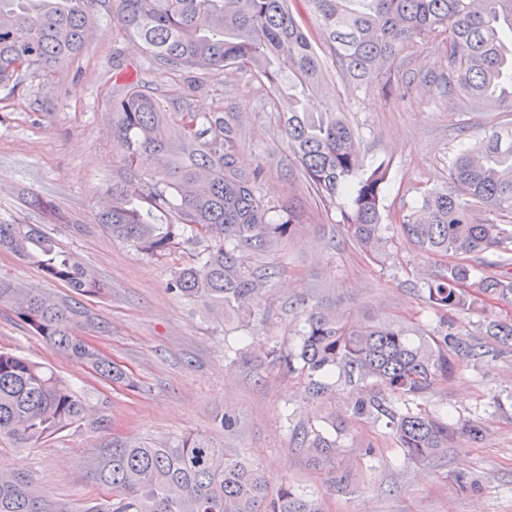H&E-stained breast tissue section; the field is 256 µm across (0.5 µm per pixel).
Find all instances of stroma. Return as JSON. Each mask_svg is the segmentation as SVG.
<instances>
[{
	"instance_id": "stroma-1",
	"label": "stroma",
	"mask_w": 512,
	"mask_h": 512,
	"mask_svg": "<svg viewBox=\"0 0 512 512\" xmlns=\"http://www.w3.org/2000/svg\"><path fill=\"white\" fill-rule=\"evenodd\" d=\"M447 56L434 44L398 59L389 83L340 90L338 103L363 144L364 168L387 164L384 235L389 254L370 260L348 235V198L327 208L299 180L294 156L279 127L273 94L244 73H189L167 69L137 47L118 20L100 18L75 60L52 78L25 76L14 91L0 90V220L37 223L19 196L32 189L77 215L81 231L51 224L62 250L73 253L110 290L81 304L97 328L85 330L136 386L98 379L84 364L54 352L0 303V348L46 363L78 387L90 416L34 448L0 447V467L23 469L53 498L81 506L97 489L84 457L112 440L174 445L204 437L245 455L272 487L288 484L319 512H512V342L483 337L480 356L457 353L455 370L408 408L478 423L479 439L455 433L444 455L408 459L384 420L350 412L356 385L334 376L318 398L310 373L272 362V353H296L311 306L360 318L398 322L429 336L441 328L463 338L488 322L512 320V304L496 300L449 316L447 325L425 299L424 270L442 258L418 252L401 235L399 219L422 195L449 185L448 157L493 128L512 123V111L479 110L449 99ZM171 112L190 104L223 113L235 131L245 168H261L259 191L271 206H293L296 231L264 251L243 253L249 276L264 278L250 319H215L201 303L170 288L178 268L196 261L206 240L187 233L162 253L112 238L95 213L113 184L136 194L139 179L121 169L112 141V101L124 92L122 74ZM0 277L63 296L64 285L0 251ZM233 416L234 428L218 423ZM336 442V481L314 467L304 434Z\"/></svg>"
}]
</instances>
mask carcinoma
<instances>
[{
  "instance_id": "obj_1",
  "label": "carcinoma",
  "mask_w": 512,
  "mask_h": 512,
  "mask_svg": "<svg viewBox=\"0 0 512 512\" xmlns=\"http://www.w3.org/2000/svg\"><path fill=\"white\" fill-rule=\"evenodd\" d=\"M116 15L128 36L159 64L190 72L235 68L288 101L281 132L300 173L326 206L351 200L346 222L356 245L371 258L385 252L382 200L386 164L363 176V145L335 99L322 112H305L302 99L327 94V77L367 86L388 81L407 49L448 35V96L484 109L512 110V0H0V88L24 75L52 76L79 55L101 15ZM233 132L220 112H168L137 84L112 102V141L125 173L141 181L150 209L133 205L112 186L98 223L130 245L163 252L188 229L210 241L199 262L176 272L171 289L204 304L215 317L246 313L262 282L245 275L242 252L262 250L296 230L290 208L276 220L257 192L258 170L240 166ZM451 189L425 193L402 215L399 229L421 252L451 257L425 282L431 308L448 315L490 300L512 299L504 275L474 279L472 258L495 251L498 267L512 265V126L494 130L448 158ZM39 224L0 221V250L38 266L44 276L81 297H101L108 284L75 255L57 246L46 224L79 221L40 194L24 197ZM172 213L165 226L156 213ZM0 302L48 346L89 365L101 378L127 387L133 381L79 334L84 308L37 288L0 279ZM484 336L512 342V322L485 326ZM475 348L458 338H425L396 322L353 319L312 307L299 359L319 378L309 393L328 388L340 372L391 396L417 397L448 378L451 352ZM356 418L383 417L405 456L424 460L447 451L454 426L422 411H398L369 394L352 399ZM87 417L82 396L43 363L0 350V439L17 448L37 446ZM320 465L336 444L319 433L303 437ZM100 495L82 509L41 494L32 475L0 471V512H318L288 484L276 494L265 472L200 437L162 448L112 441L85 457Z\"/></svg>"
}]
</instances>
